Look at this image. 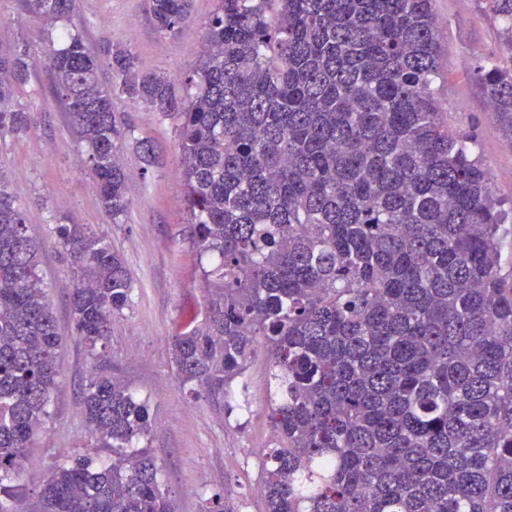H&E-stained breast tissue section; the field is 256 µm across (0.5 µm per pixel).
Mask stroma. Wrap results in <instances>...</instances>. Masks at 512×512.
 I'll list each match as a JSON object with an SVG mask.
<instances>
[{
  "label": "stroma",
  "mask_w": 512,
  "mask_h": 512,
  "mask_svg": "<svg viewBox=\"0 0 512 512\" xmlns=\"http://www.w3.org/2000/svg\"><path fill=\"white\" fill-rule=\"evenodd\" d=\"M215 7V0H192L180 32L164 36L154 27L147 0H75L72 29L96 51L130 49L143 71L167 76L174 94L181 96L182 78L198 64L197 46ZM433 9L441 51L440 109L449 128L476 142L495 193L512 201V150L472 75L477 62L501 54V25L483 11L482 0H434ZM60 29V23L28 13L23 0H0V48L25 42L34 61L28 82L10 103L30 113L31 127L0 141V173L25 211L29 235L40 245L38 274L62 338L58 385L30 458L43 474L79 455L111 459L109 449L91 448L81 414L83 388L96 368L120 378L147 401L154 420L147 444L175 512H203L207 499L225 493L239 512H259L263 449L273 440L267 347L256 345L242 385L231 386L225 397L190 398L171 359L173 336L187 323L205 320L202 269L211 261L210 255L199 254L185 209L176 124L145 103L114 97L113 108L131 133L122 154L130 207L122 223H113L53 91L45 54ZM143 140L149 141L151 155L143 154ZM58 224L105 232L132 278L131 301L113 318L107 349L96 360L75 334L73 270L55 242L52 229Z\"/></svg>",
  "instance_id": "35a3bbf8"
}]
</instances>
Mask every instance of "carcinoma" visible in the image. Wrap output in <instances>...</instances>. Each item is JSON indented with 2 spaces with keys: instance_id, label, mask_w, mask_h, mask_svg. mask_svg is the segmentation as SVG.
<instances>
[{
  "instance_id": "cac0c4a2",
  "label": "carcinoma",
  "mask_w": 512,
  "mask_h": 512,
  "mask_svg": "<svg viewBox=\"0 0 512 512\" xmlns=\"http://www.w3.org/2000/svg\"><path fill=\"white\" fill-rule=\"evenodd\" d=\"M74 2L29 5L53 23ZM432 3L217 0L183 97L126 48L103 62L67 29L49 45L113 222L129 207V131L112 96L176 122L195 244L214 258L205 322L173 336L172 362L198 398L224 393L258 339L268 347L277 391L259 512H512V225L472 139L439 110ZM485 3L508 56L473 72L512 138V0ZM190 6L148 0L166 35ZM32 66L24 44L0 52V104ZM30 123L0 107V139ZM54 233L74 270L75 332L94 355L132 281L103 233ZM37 267L0 173V512H174L139 446L148 404L112 375H91L81 410L112 459L78 456L46 478L33 468L61 349ZM204 512L237 509L218 494Z\"/></svg>"
}]
</instances>
